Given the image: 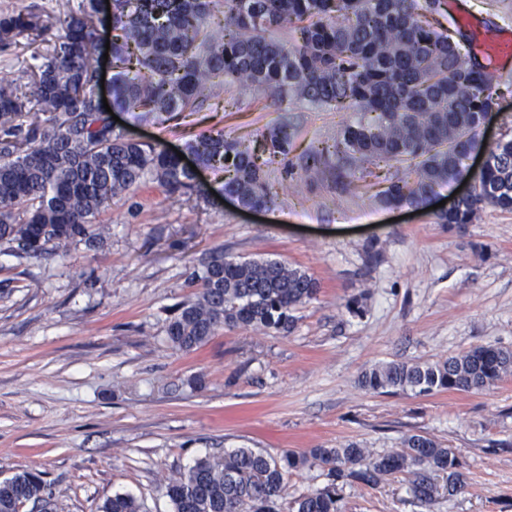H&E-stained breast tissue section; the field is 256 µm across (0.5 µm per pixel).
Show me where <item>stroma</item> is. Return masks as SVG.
Wrapping results in <instances>:
<instances>
[{"instance_id": "1", "label": "stroma", "mask_w": 512, "mask_h": 512, "mask_svg": "<svg viewBox=\"0 0 512 512\" xmlns=\"http://www.w3.org/2000/svg\"><path fill=\"white\" fill-rule=\"evenodd\" d=\"M41 15L45 37L0 44V79L27 82L47 40L63 35L55 0H0V15ZM467 15V40L512 30V0H439L444 25ZM499 110L479 138L512 132V61L494 65ZM344 112L275 108L266 93L218 83L200 111L158 124L131 112L114 131L180 149L223 131L255 139L284 122L287 158L266 175L274 205L248 214L236 201L167 192L145 180L98 217L111 229L96 249L18 256L0 249V480L32 470L52 512H102L118 493L142 512H170L174 471L205 454L356 443L382 455L420 433L462 463L464 492L437 476L431 503L405 474L344 485L342 512H512V377L483 392L375 394L361 375L391 361H437L495 341L512 349V212L487 205L471 224L437 223L431 210L382 206L395 174L372 166L355 193L306 179L301 156L333 141ZM272 258L317 279L292 332L238 326L181 353L166 341L186 278L213 251ZM360 297L362 316L344 303Z\"/></svg>"}]
</instances>
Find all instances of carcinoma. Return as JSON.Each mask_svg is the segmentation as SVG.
Returning <instances> with one entry per match:
<instances>
[{
    "label": "carcinoma",
    "instance_id": "obj_1",
    "mask_svg": "<svg viewBox=\"0 0 512 512\" xmlns=\"http://www.w3.org/2000/svg\"><path fill=\"white\" fill-rule=\"evenodd\" d=\"M95 0L73 9L58 0L65 34L38 55L25 83L0 81V246L26 254H65L98 244L108 228L96 223L112 199L148 175L171 193L208 198L178 157L159 145L114 132L96 111L93 80ZM436 0H112V106L165 122L197 112L223 77L266 91L273 102H307L360 119L344 125L331 147L302 155L312 179L336 173L342 191L376 162L402 171L377 194L385 206L424 208L438 190L468 175L463 155L479 146L481 113L494 102L487 67L447 30L426 20ZM41 16L0 17V42H34ZM292 133L274 125L246 143L203 134L186 142L197 163L224 173V194L248 209L273 202L264 166L286 157ZM474 193L435 214L438 224H470L486 204L512 211V138L489 152L471 175ZM196 289L170 318L167 341L180 352L204 346L238 325L289 331L295 311L317 298L308 272L274 259L241 261L214 254L187 278ZM512 373V350L495 342L435 362H389L366 372L373 393L482 392ZM327 468V484L286 501L288 473ZM462 463L438 441L411 434L398 450L375 455L343 448L288 451L280 457L251 448L208 454L162 485L171 512H341L342 486L377 484L407 475L414 498L429 503L435 477L465 489ZM47 512L39 475L22 471L0 481V512L26 505ZM103 512H141L116 494Z\"/></svg>",
    "mask_w": 512,
    "mask_h": 512
}]
</instances>
